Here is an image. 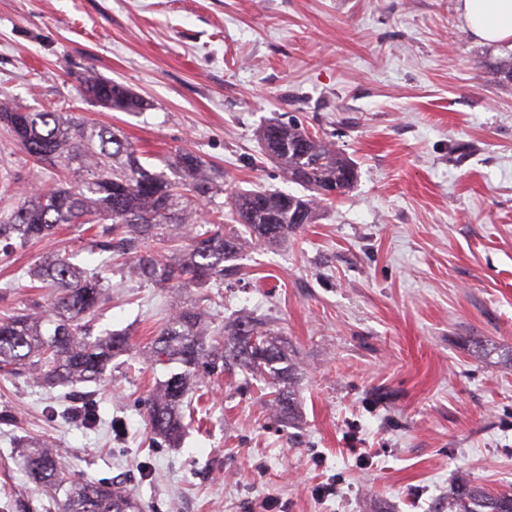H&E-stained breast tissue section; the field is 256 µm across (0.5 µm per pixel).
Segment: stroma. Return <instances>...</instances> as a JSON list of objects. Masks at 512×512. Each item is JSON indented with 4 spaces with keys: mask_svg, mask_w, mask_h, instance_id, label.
<instances>
[{
    "mask_svg": "<svg viewBox=\"0 0 512 512\" xmlns=\"http://www.w3.org/2000/svg\"><path fill=\"white\" fill-rule=\"evenodd\" d=\"M505 46L474 41L457 0H0V91L73 107L120 131L154 170L183 148L228 190L297 196L257 138L271 121L331 141L357 170L316 223L225 262L224 304L113 267L95 332L128 349L96 383L0 378V512H47L16 460L28 439L70 471L121 483L143 512H448L456 478L512 489V81ZM150 107L84 101L86 69ZM54 184L0 124V178ZM85 226L0 253V315L49 304L27 271L47 254L84 265ZM251 317L285 342L296 418L273 421L266 386L216 373L194 419L156 446L147 399L168 374L148 347L178 307ZM91 399L96 425L61 416Z\"/></svg>",
    "mask_w": 512,
    "mask_h": 512,
    "instance_id": "35a3bbf8",
    "label": "stroma"
}]
</instances>
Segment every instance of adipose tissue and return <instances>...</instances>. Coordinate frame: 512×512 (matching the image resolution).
<instances>
[{
	"mask_svg": "<svg viewBox=\"0 0 512 512\" xmlns=\"http://www.w3.org/2000/svg\"><path fill=\"white\" fill-rule=\"evenodd\" d=\"M457 10L476 40L487 44L512 41V0H458Z\"/></svg>",
	"mask_w": 512,
	"mask_h": 512,
	"instance_id": "adipose-tissue-1",
	"label": "adipose tissue"
}]
</instances>
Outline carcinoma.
<instances>
[{"mask_svg": "<svg viewBox=\"0 0 512 512\" xmlns=\"http://www.w3.org/2000/svg\"><path fill=\"white\" fill-rule=\"evenodd\" d=\"M82 91L113 111L148 107L123 84L91 71L82 79ZM0 122L35 166L67 170L76 163L83 171L75 183L66 180L28 194L1 217L0 250L20 249L63 224H91V252L112 253L92 270L58 254L46 257L32 277L52 288L49 307L34 302L0 318V370L27 374L43 384L95 382L112 358L126 350L125 336L107 331L95 336L88 323L104 300L103 268L116 262L161 287L218 288L224 263L238 256L244 237L262 244L287 238L314 223L325 201L319 189L334 186L343 194L356 180L353 164L329 141L296 125L271 123L261 131L265 150L279 161L288 180L311 194L263 187L239 191L228 196V212L216 211L202 221L196 204L224 193V173L191 151L175 153L170 177L148 169L137 149L116 131L97 129L72 112L31 108L3 91ZM226 214L230 227L224 224ZM149 360L176 365L158 383L148 406L151 431L165 441L182 435L191 405L188 393L202 369L218 362L227 370L238 367L267 379L275 416L291 419L295 414L294 369L281 342L261 322L239 320L204 329L201 313L182 306L162 324ZM23 471L60 505V512H143L137 500L114 486L66 472L59 450L40 440L26 444ZM448 512H512V492L461 479L448 500Z\"/></svg>", "mask_w": 512, "mask_h": 512, "instance_id": "carcinoma-1", "label": "carcinoma"}]
</instances>
